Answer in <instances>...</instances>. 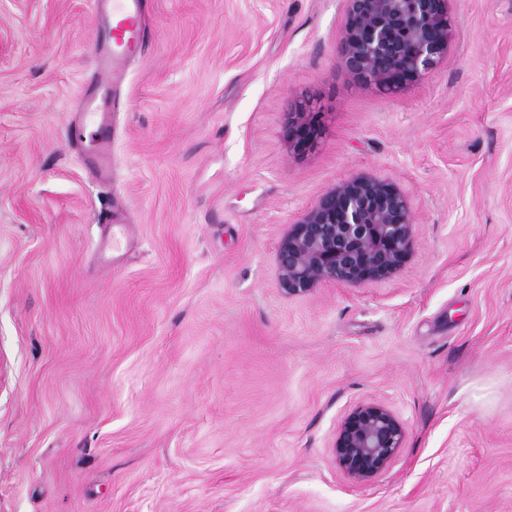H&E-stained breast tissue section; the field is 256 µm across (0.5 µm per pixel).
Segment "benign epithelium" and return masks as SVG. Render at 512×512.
<instances>
[{"instance_id":"obj_1","label":"benign epithelium","mask_w":512,"mask_h":512,"mask_svg":"<svg viewBox=\"0 0 512 512\" xmlns=\"http://www.w3.org/2000/svg\"><path fill=\"white\" fill-rule=\"evenodd\" d=\"M451 0H344L340 59L355 79L397 95L435 71L452 40ZM323 133L312 102L288 113V148L303 154ZM417 242L409 194L358 175L324 192L281 238V290L300 296L322 284L363 286L396 275ZM407 427L385 403L369 399L340 418L332 442L337 465L364 484L384 473L403 448Z\"/></svg>"}]
</instances>
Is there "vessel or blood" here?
<instances>
[{"label": "vessel or blood", "mask_w": 512, "mask_h": 512, "mask_svg": "<svg viewBox=\"0 0 512 512\" xmlns=\"http://www.w3.org/2000/svg\"><path fill=\"white\" fill-rule=\"evenodd\" d=\"M94 2L100 44L93 65L100 81L84 86L78 102L85 120L97 125L85 168L92 179L104 182L112 177L111 114L121 106L120 89L128 79L129 65L143 54L148 41V0Z\"/></svg>", "instance_id": "vessel-or-blood-1"}]
</instances>
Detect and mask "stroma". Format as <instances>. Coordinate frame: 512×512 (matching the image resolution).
<instances>
[{"label": "stroma", "instance_id": "1", "mask_svg": "<svg viewBox=\"0 0 512 512\" xmlns=\"http://www.w3.org/2000/svg\"><path fill=\"white\" fill-rule=\"evenodd\" d=\"M150 3L99 184L92 0H0V512H512V0H451L396 97L342 67V0ZM362 173L410 193L412 258L285 295L280 238ZM366 399L407 437L359 484L332 440ZM323 133L322 112L305 101L288 114V148L295 154H303L318 142Z\"/></svg>", "mask_w": 512, "mask_h": 512}]
</instances>
